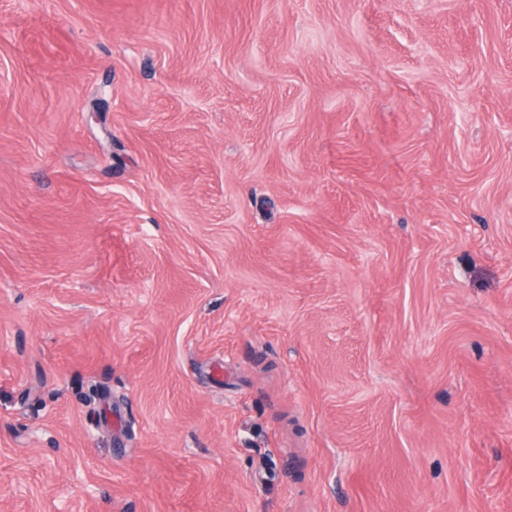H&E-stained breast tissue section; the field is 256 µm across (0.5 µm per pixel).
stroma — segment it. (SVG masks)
<instances>
[{"mask_svg":"<svg viewBox=\"0 0 512 512\" xmlns=\"http://www.w3.org/2000/svg\"><path fill=\"white\" fill-rule=\"evenodd\" d=\"M0 512H512V0H0Z\"/></svg>","mask_w":512,"mask_h":512,"instance_id":"35a3bbf8","label":"stroma"}]
</instances>
